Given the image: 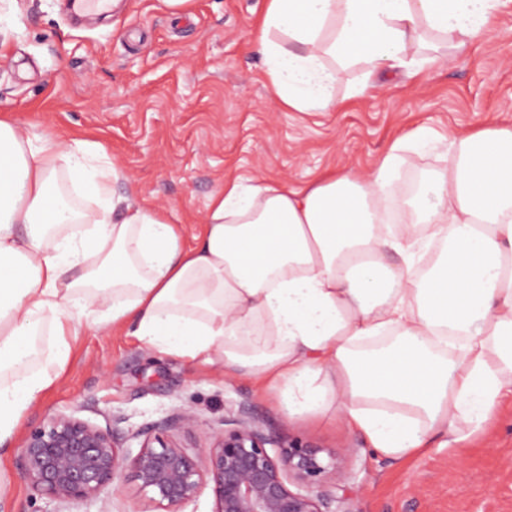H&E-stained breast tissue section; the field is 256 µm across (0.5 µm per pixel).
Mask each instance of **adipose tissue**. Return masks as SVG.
Segmentation results:
<instances>
[{"label": "adipose tissue", "instance_id": "adipose-tissue-1", "mask_svg": "<svg viewBox=\"0 0 512 512\" xmlns=\"http://www.w3.org/2000/svg\"><path fill=\"white\" fill-rule=\"evenodd\" d=\"M500 2L265 0L254 38L283 108L330 112L339 70L419 76L448 61L409 58L425 34L463 54L494 37ZM431 140L305 185L227 181L188 247L169 212L114 198L101 144L0 115V441L89 328L252 376L388 458L483 428L512 396V127L453 136L409 224H384L402 151Z\"/></svg>", "mask_w": 512, "mask_h": 512}]
</instances>
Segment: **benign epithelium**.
Returning a JSON list of instances; mask_svg holds the SVG:
<instances>
[{
	"label": "benign epithelium",
	"instance_id": "benign-epithelium-1",
	"mask_svg": "<svg viewBox=\"0 0 512 512\" xmlns=\"http://www.w3.org/2000/svg\"><path fill=\"white\" fill-rule=\"evenodd\" d=\"M194 424L180 410L140 432L136 454L113 432L72 414L49 417L26 438L21 473L31 489L61 501L92 497L122 477L136 482L159 512H183L209 487L213 512H338L346 503V463L337 454L290 440L274 454L271 436L241 414L224 419L211 443L189 449L180 429Z\"/></svg>",
	"mask_w": 512,
	"mask_h": 512
}]
</instances>
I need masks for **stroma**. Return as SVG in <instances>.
<instances>
[{"label": "stroma", "mask_w": 512, "mask_h": 512, "mask_svg": "<svg viewBox=\"0 0 512 512\" xmlns=\"http://www.w3.org/2000/svg\"><path fill=\"white\" fill-rule=\"evenodd\" d=\"M264 0H194L176 16L162 0H117L109 17L86 19L67 0H0V113L31 134L99 142L122 177L114 196L137 189L193 230L211 193L237 177L301 185L332 169L375 167L391 143L417 128L432 148L404 152L394 199L441 166L444 141L487 120L512 126V0L495 36L428 76L386 79L364 98L345 71L332 112L281 108L253 41ZM193 412L186 447L208 444L225 417L259 421L276 443L298 439L341 456L349 512H512V399L485 432L396 460L375 454L342 422L291 418L254 380L203 368L141 346L122 333L89 330L72 342L61 377L0 445V512H144L129 480L62 503L34 493L20 470L28 433L66 412L113 430L138 449V432L178 409Z\"/></svg>", "instance_id": "1"}]
</instances>
